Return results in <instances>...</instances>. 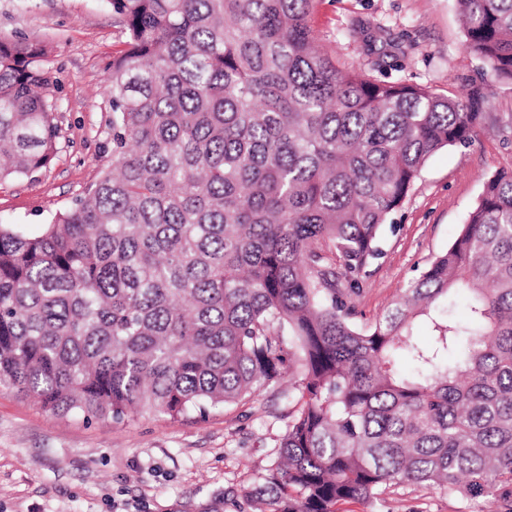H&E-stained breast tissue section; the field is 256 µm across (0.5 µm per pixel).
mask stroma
Returning a JSON list of instances; mask_svg holds the SVG:
<instances>
[{"instance_id": "1", "label": "stroma", "mask_w": 512, "mask_h": 512, "mask_svg": "<svg viewBox=\"0 0 512 512\" xmlns=\"http://www.w3.org/2000/svg\"><path fill=\"white\" fill-rule=\"evenodd\" d=\"M312 25L336 63L445 94L483 85L475 142L434 153L386 225L361 279L366 327L445 251L486 178L512 172V85L463 50L454 0H316ZM38 41L58 101L59 150L36 178L0 184V220L37 229L112 164L106 65L121 34L105 0H0V36ZM288 398L267 389L203 418L51 415L0 386V512H252L243 489L270 466ZM479 499L395 486L352 512H482Z\"/></svg>"}]
</instances>
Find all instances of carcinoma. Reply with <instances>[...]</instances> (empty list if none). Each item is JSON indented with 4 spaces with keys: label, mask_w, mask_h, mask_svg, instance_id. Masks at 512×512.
I'll use <instances>...</instances> for the list:
<instances>
[{
    "label": "carcinoma",
    "mask_w": 512,
    "mask_h": 512,
    "mask_svg": "<svg viewBox=\"0 0 512 512\" xmlns=\"http://www.w3.org/2000/svg\"><path fill=\"white\" fill-rule=\"evenodd\" d=\"M107 3L112 166L40 228L0 224V385L54 416L179 421L286 380L253 512H346L401 484L512 512V173L351 322L390 215L482 113L339 68L314 0ZM457 5L464 50L512 83V0ZM46 57L0 36V183L58 152Z\"/></svg>",
    "instance_id": "1"
}]
</instances>
